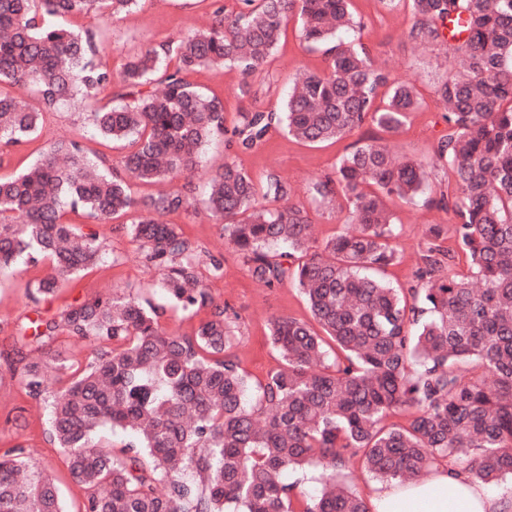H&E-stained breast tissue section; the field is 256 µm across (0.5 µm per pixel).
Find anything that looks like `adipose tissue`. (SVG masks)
Wrapping results in <instances>:
<instances>
[{"instance_id":"adipose-tissue-1","label":"adipose tissue","mask_w":512,"mask_h":512,"mask_svg":"<svg viewBox=\"0 0 512 512\" xmlns=\"http://www.w3.org/2000/svg\"><path fill=\"white\" fill-rule=\"evenodd\" d=\"M370 503L372 512H512V498L490 494L452 465L412 483L376 486Z\"/></svg>"}]
</instances>
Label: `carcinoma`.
I'll use <instances>...</instances> for the list:
<instances>
[{
	"label": "carcinoma",
	"mask_w": 512,
	"mask_h": 512,
	"mask_svg": "<svg viewBox=\"0 0 512 512\" xmlns=\"http://www.w3.org/2000/svg\"><path fill=\"white\" fill-rule=\"evenodd\" d=\"M215 0L212 22L176 45L128 57L119 82L102 62L96 34L67 17L103 20L139 0H0V86H28L36 103L0 91V141L23 144L41 117L83 101L99 135L127 143L123 172L109 173L82 145L61 141L22 173L0 176V273L19 260L51 272L33 283L50 296L103 258L95 236L67 215L103 224L138 214L128 232L159 271L156 287L187 313L211 308L191 336L164 331L163 312L133 294L76 302L30 321L33 342L65 333L94 345L60 391L56 357L17 353L28 393L44 397L49 434L69 476L89 491L84 512H371L336 480L359 458L385 483L417 481L452 464L478 483L512 479V0H406L410 36L459 37L461 71L439 84L447 132L437 160L448 166V193L428 202L452 210L449 237L430 228L417 278L422 293L381 276L397 260L387 200L426 194L429 164L394 156L379 141L356 144L333 174L309 191L348 211L349 224L319 241L307 211L267 206L288 200L276 175L263 185L233 162L206 182L205 208L224 225L251 277L292 282L311 320L279 317L269 339L278 368L254 384L226 355L236 324L214 303L201 276L218 278L224 259L200 254L178 225L155 216L186 211L178 190L137 198L130 180L159 182L195 169L203 147L224 134V102L189 81L202 68L262 73L288 18L301 37L326 46V67L292 81L279 112L243 113L230 143L241 152L283 126L296 140H340L365 124L395 134L419 107L413 79L394 82L361 43L338 34L359 27L352 0ZM113 87L112 104L97 105ZM23 223L16 224V217ZM464 265L462 273L440 276ZM413 408L403 423L390 415ZM126 434L121 455L103 445L104 429ZM321 469L323 491L307 497L286 483L289 470ZM0 512H66L46 469L23 449L0 455Z\"/></svg>",
	"instance_id": "obj_1"
}]
</instances>
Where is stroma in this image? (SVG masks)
Returning <instances> with one entry per match:
<instances>
[{
  "mask_svg": "<svg viewBox=\"0 0 512 512\" xmlns=\"http://www.w3.org/2000/svg\"><path fill=\"white\" fill-rule=\"evenodd\" d=\"M212 3L213 0H141L135 13L116 21L104 23L91 16L77 15L69 18L68 24L75 29L102 33L107 45L105 61L117 75L127 57L205 28L211 21ZM353 7L356 18L363 23L359 37L372 48L383 70L393 80L418 82L420 105L409 114L404 128L385 135L367 124L338 142L315 146L297 142L278 129L270 133L261 148L245 153L226 149L224 139L217 137L205 147L200 168L175 179L174 188L200 197L208 175L220 171L228 160L258 180L278 175L294 189L290 204L308 211L318 238L323 241L343 229L348 214L315 202L309 191L311 183L332 173L338 156L353 143L380 136L396 154L429 164L431 197L446 190L447 167L436 159L446 125L435 89L452 69L451 43L412 40L409 33L413 18L401 2L390 6L386 0H353ZM324 66L322 49L301 39L299 22L293 17L265 74L248 78L236 68L223 66L198 70L189 80L223 100L224 124L230 127L238 123L242 112L252 108L280 110L293 75L301 69L319 71ZM71 139L80 141L90 158H102L110 167L121 168L123 145L101 138L81 106L65 104L44 115L34 140L21 146L0 144V175L21 173L37 161L41 149ZM391 208L401 234L395 241L399 260L388 268L387 278L401 288H415L419 285V256L429 228L435 224L448 227L454 224L455 217L451 210L421 200L405 203L396 199ZM163 220L179 225L192 243L223 256V276H208L204 282L217 304L229 307L239 316L230 356L252 380L264 379L279 364V356L267 338L269 322L278 316L309 319L310 312L301 295L289 283L270 288L252 279L222 225L212 220L203 206L164 215ZM132 221V215L127 214L106 224L83 225V232L97 237L105 256L97 267L52 297L37 301L30 293L31 282L49 272L48 264H21L9 276L0 278V454L20 445L30 449L34 461L47 466L56 479L69 512H81L85 492L71 482L63 455L49 436L43 402L29 395L20 373L14 371L5 355L24 344V328L30 318L57 314L77 301L130 292L164 306L165 299L156 286L158 272L144 261L126 230Z\"/></svg>",
  "mask_w": 512,
  "mask_h": 512,
  "instance_id": "stroma-1",
  "label": "stroma"
}]
</instances>
